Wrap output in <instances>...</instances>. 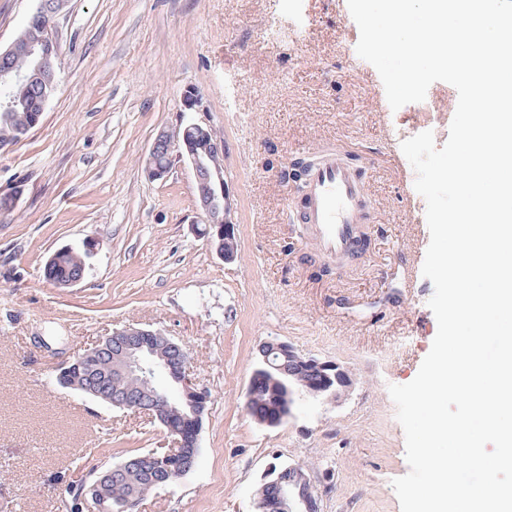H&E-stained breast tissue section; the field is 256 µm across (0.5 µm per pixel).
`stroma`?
Returning <instances> with one entry per match:
<instances>
[{"label": "stroma", "mask_w": 512, "mask_h": 512, "mask_svg": "<svg viewBox=\"0 0 512 512\" xmlns=\"http://www.w3.org/2000/svg\"><path fill=\"white\" fill-rule=\"evenodd\" d=\"M55 31L58 91L0 150V195L23 186L0 213V512H71L63 487L163 444L147 415L55 382L63 360L132 323L182 341L209 395L194 466L139 512H252L274 464L303 467L321 512H401L392 481L409 466L388 387L416 376L437 332L427 203L401 144L429 130L443 147L456 89L439 81L391 109L347 0H70ZM188 87L224 145L229 264L202 233L191 166L144 171ZM326 143L367 176L369 245L342 265L304 242L282 178ZM89 239L77 285L44 278L56 250ZM266 341L340 364L348 393L296 394L281 425L262 424L247 398Z\"/></svg>", "instance_id": "obj_1"}]
</instances>
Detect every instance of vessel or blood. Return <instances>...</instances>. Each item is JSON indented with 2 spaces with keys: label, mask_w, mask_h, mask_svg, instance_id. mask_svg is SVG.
Instances as JSON below:
<instances>
[{
  "label": "vessel or blood",
  "mask_w": 512,
  "mask_h": 512,
  "mask_svg": "<svg viewBox=\"0 0 512 512\" xmlns=\"http://www.w3.org/2000/svg\"><path fill=\"white\" fill-rule=\"evenodd\" d=\"M368 194L361 167L337 145L316 151L302 183L297 223L321 255L340 259L360 256L359 239L367 220Z\"/></svg>",
  "instance_id": "obj_1"
}]
</instances>
